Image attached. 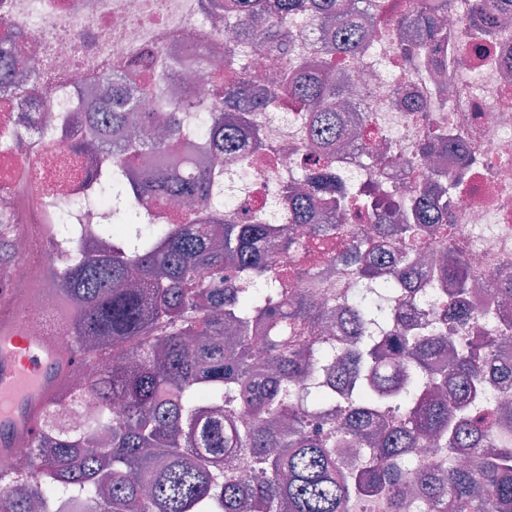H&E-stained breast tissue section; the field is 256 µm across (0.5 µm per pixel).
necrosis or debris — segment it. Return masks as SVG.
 <instances>
[{
    "label": "necrosis or debris",
    "instance_id": "obj_1",
    "mask_svg": "<svg viewBox=\"0 0 512 512\" xmlns=\"http://www.w3.org/2000/svg\"><path fill=\"white\" fill-rule=\"evenodd\" d=\"M399 4L360 0L361 18L378 39L361 62L336 61L349 81L346 117L356 128L336 167V188L408 200L437 174H455L456 182L445 185V227L421 239L417 252L432 264L451 250L463 254L471 280L480 284L467 296L475 320L442 322L426 287L417 289L408 312L423 324L444 323L454 344L476 334L494 336L498 327L486 315L498 308L496 288L512 286V20L476 12L475 0H448L444 36L431 57L406 59L383 38L400 15ZM203 17L198 0H54L39 13H25L22 53L50 51L66 82L52 94L56 150H46L43 138L30 133L29 109L0 111V215H9L15 239V258L0 283L44 291L27 305L22 331L68 324L55 316L50 288L59 262L47 224L65 209L76 232L90 237L107 219L93 158L72 156L66 146L74 138L94 139L87 125L71 121L75 100L98 98L96 74L110 56L144 77L151 76L159 48L177 59L198 46L207 60L223 57L235 38L229 29L203 24ZM301 120L294 98L283 97L262 126L273 163L231 161L221 152L212 160L224 168V212L234 223L263 214L266 223L290 225L295 244L304 247L313 241L309 227L292 223L280 197L300 175L304 154L294 134ZM439 130L448 131L455 149L424 157L423 147Z\"/></svg>",
    "mask_w": 512,
    "mask_h": 512
}]
</instances>
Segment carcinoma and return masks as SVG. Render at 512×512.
<instances>
[{
  "label": "carcinoma",
  "instance_id": "cac0c4a2",
  "mask_svg": "<svg viewBox=\"0 0 512 512\" xmlns=\"http://www.w3.org/2000/svg\"><path fill=\"white\" fill-rule=\"evenodd\" d=\"M447 2L404 0L398 41H409V28H423L417 51L426 54ZM210 8L234 24L244 49L259 42L277 52L290 41L288 23L307 18L327 42L315 56H297L270 89L253 86L247 66L229 53L216 83L173 101L165 95L163 56L145 86L168 109L163 115L137 111L136 99L118 88L120 65L112 61L100 73L112 87L96 109L100 137L72 147L95 157L110 202L107 223L90 247L73 242L72 225L52 227L63 257L55 293L74 307L65 336L88 357L86 389L99 407L75 429L40 423L29 458L0 469V512H67L80 501L93 512H351L362 495L379 498L385 512H403V469L427 436L481 457L475 469L418 472L427 512H512V418L496 403L484 413L471 406L493 361L504 364L502 395L512 390L511 321L495 338L476 336L458 349L439 327L404 323L392 289L411 287L413 270H423L408 250L359 268V292L347 305L353 338L338 354L310 337L325 307L313 295L291 293L288 267L276 264L291 244L288 225L224 218V167L203 163L184 179L158 166L132 181L128 164L148 148L140 134L152 125L165 127L159 149L175 146L196 121L205 148L219 141L235 155L247 140L260 141V119L286 93L306 112L300 135L321 170L306 191L282 190L288 211L323 243L350 233L336 218L337 200L320 191L336 181L333 148L349 135L336 109L345 89L334 60L357 56L368 39L355 4L213 0ZM64 82L44 54L12 72L8 106ZM444 195L443 187L427 185L401 208L402 223L383 216L378 223L415 242L438 230ZM158 197L185 202L182 223H148ZM296 252V271L326 254ZM468 278L457 252L431 270L427 282L443 315L465 314ZM256 341L265 345L267 374L254 358ZM84 372L70 374L44 417L77 403ZM301 379L305 386L294 389ZM443 390L454 408L437 398ZM114 398L123 401L116 413ZM390 410L400 418L382 419ZM344 443L371 449V457L341 469L337 448Z\"/></svg>",
  "mask_w": 512,
  "mask_h": 512
}]
</instances>
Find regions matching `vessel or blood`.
I'll return each instance as SVG.
<instances>
[{
  "mask_svg": "<svg viewBox=\"0 0 512 512\" xmlns=\"http://www.w3.org/2000/svg\"><path fill=\"white\" fill-rule=\"evenodd\" d=\"M24 305L16 289L0 290V455L35 435L43 408L84 355L58 332L22 333Z\"/></svg>",
  "mask_w": 512,
  "mask_h": 512,
  "instance_id": "1",
  "label": "vessel or blood"
}]
</instances>
